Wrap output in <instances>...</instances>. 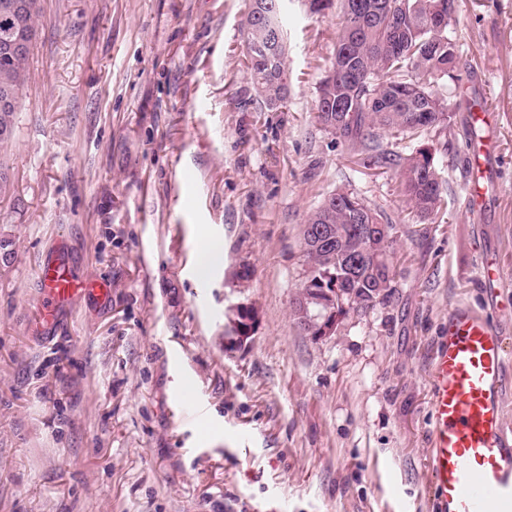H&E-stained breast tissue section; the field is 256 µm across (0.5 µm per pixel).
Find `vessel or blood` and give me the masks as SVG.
Listing matches in <instances>:
<instances>
[{"label": "vessel or blood", "mask_w": 512, "mask_h": 512, "mask_svg": "<svg viewBox=\"0 0 512 512\" xmlns=\"http://www.w3.org/2000/svg\"><path fill=\"white\" fill-rule=\"evenodd\" d=\"M476 121L484 133L466 146V205L474 218L481 217L495 194L487 166L496 149L494 116L483 110ZM38 280L36 321L47 336L61 311L88 292L90 282L75 277L56 253L42 258ZM507 368L501 332L469 307H453L429 374L430 465L440 512H512V427L505 422L504 406L511 382Z\"/></svg>", "instance_id": "1"}]
</instances>
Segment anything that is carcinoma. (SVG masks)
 I'll list each match as a JSON object with an SVG mask.
<instances>
[{"instance_id": "cac0c4a2", "label": "carcinoma", "mask_w": 512, "mask_h": 512, "mask_svg": "<svg viewBox=\"0 0 512 512\" xmlns=\"http://www.w3.org/2000/svg\"><path fill=\"white\" fill-rule=\"evenodd\" d=\"M0 0V98L14 101L0 107V149L14 136L28 80L30 52L1 57L17 30L37 37L39 0ZM338 5L341 26L332 65L320 82L314 111L318 123L338 136L365 166L400 171L402 192L412 209L431 223L438 222L445 204V189L426 150L409 155L379 148L378 131L395 129L415 137L421 132L451 131L462 112H474L477 101L441 99L429 87L432 80L448 78L461 88L470 77L462 63L449 26L438 27L432 14L437 7L458 11V0H313L320 11ZM281 0H249L244 25L251 80L264 108L284 101L282 76L288 65L287 34L281 21ZM327 199L308 218L302 230L306 259L315 268L313 286H338L353 297V304H334L337 319L350 311L372 309L391 298L392 279L365 270L356 273L349 258L364 247L357 225L376 224L379 215L356 197L350 206ZM322 227L330 244H317L314 229Z\"/></svg>"}]
</instances>
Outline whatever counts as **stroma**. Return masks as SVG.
Returning <instances> with one entry per match:
<instances>
[{"instance_id": "stroma-1", "label": "stroma", "mask_w": 512, "mask_h": 512, "mask_svg": "<svg viewBox=\"0 0 512 512\" xmlns=\"http://www.w3.org/2000/svg\"><path fill=\"white\" fill-rule=\"evenodd\" d=\"M248 0H40L0 194V512H439L429 371L448 310L512 320L476 278L512 277V0H459L466 96L501 116L499 192L469 220L463 126L383 148L431 153L447 190L423 222L396 170L367 168L315 120L336 8L285 0L288 98L261 109ZM347 190L392 225L393 294L306 336L302 228ZM207 231L224 259L195 277ZM63 253L105 297L43 340L39 261ZM258 314L229 350L235 309Z\"/></svg>"}]
</instances>
